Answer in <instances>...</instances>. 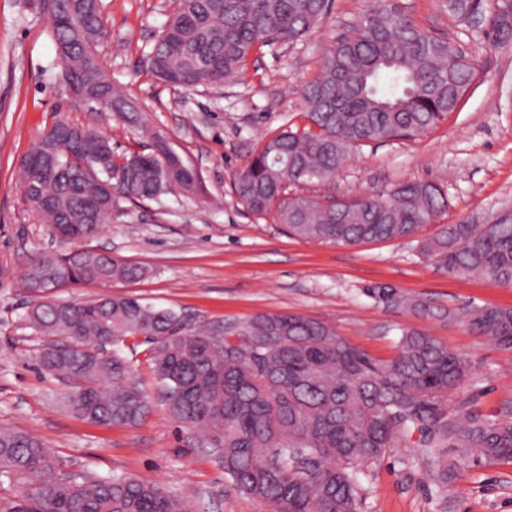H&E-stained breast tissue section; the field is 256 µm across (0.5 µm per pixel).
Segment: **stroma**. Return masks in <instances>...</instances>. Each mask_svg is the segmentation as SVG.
I'll return each instance as SVG.
<instances>
[{"label":"stroma","mask_w":512,"mask_h":512,"mask_svg":"<svg viewBox=\"0 0 512 512\" xmlns=\"http://www.w3.org/2000/svg\"><path fill=\"white\" fill-rule=\"evenodd\" d=\"M394 2L431 34L469 52L476 79L458 110L435 129L358 147L332 183L305 184L300 191L346 197L404 181L439 183L449 207L417 238L354 246L311 243L289 235L273 218L252 215L234 194L235 177L258 140L284 123L302 122V84L317 75L325 48L349 34L372 0H331L305 39L253 55L243 79L192 90L166 85L144 66L174 0H102L100 53L113 80L147 107L201 188L174 191L160 204L128 206L88 245L148 268L144 278L113 283L111 293L175 311L190 333L220 334L266 313L303 315L387 363L399 353L402 331H423L469 367L448 395L449 413L463 408L489 421L512 419V349L464 323L420 316L368 293L387 284L442 309L512 308V286L440 270L417 247L418 238L445 224L512 217V43L485 40L479 29L450 17L442 0ZM61 118L106 133L116 154L139 147L130 127L73 96L60 77L46 16L29 0H0V263L14 272L0 285V427L41 438L66 470L157 481L185 497L193 512H271L267 503L237 491L194 432L170 420L157 399L144 337L119 346L155 401L137 426L104 427L72 417L63 407L67 383L40 368L44 339L26 322L36 298L21 279L35 253L61 245L45 225L25 219L15 173L40 131ZM439 468L423 435L412 433L384 458L360 468V512H512V463H470L445 484L437 480Z\"/></svg>","instance_id":"obj_1"}]
</instances>
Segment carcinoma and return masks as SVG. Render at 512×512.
<instances>
[{
  "label": "carcinoma",
  "mask_w": 512,
  "mask_h": 512,
  "mask_svg": "<svg viewBox=\"0 0 512 512\" xmlns=\"http://www.w3.org/2000/svg\"><path fill=\"white\" fill-rule=\"evenodd\" d=\"M147 68L174 87L218 85L245 74L251 56L310 33L330 0H176ZM50 22L69 88L153 144L117 159L101 131L60 119L44 129L19 164L16 189L36 224L60 241L96 236L125 202L158 200L195 187L192 171L145 122L143 106L112 80L96 50L101 0H31ZM460 21L482 20L483 37L512 42V0H446ZM477 74L457 44L433 36L386 0L353 32L334 41L318 76L301 86L306 124L284 126L254 150L234 193L256 216H273L318 243L359 245L408 239L448 208L445 190L407 181L352 198L291 195L304 181L329 182L351 151L375 141L414 138L457 110ZM445 271L512 285V220L446 224L418 241ZM146 268L97 249L44 253L30 261L23 287L56 281L105 287L144 277ZM367 293L390 306L443 314L388 285ZM480 336L512 348V309L448 310ZM46 338L39 363L69 382L65 406L101 426H136L151 412L135 369L115 349L129 336L153 344L159 396L177 424L216 442L213 453L234 487L272 512H358V469L418 431L428 448H460L443 481L469 461L512 463V420L488 422L461 408L448 417L444 397L468 367L448 346L406 330L400 352L378 364L335 330L301 315L274 313L239 328L238 344L185 331L173 310L135 298L41 300L28 314ZM0 477L21 489L14 512H191L154 481L63 472L43 440L0 427Z\"/></svg>",
  "instance_id": "carcinoma-1"
}]
</instances>
